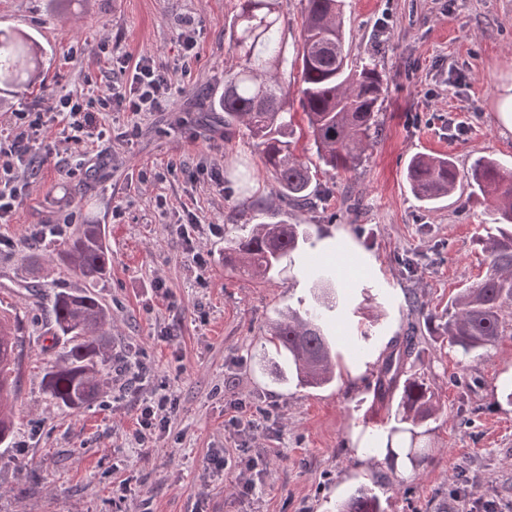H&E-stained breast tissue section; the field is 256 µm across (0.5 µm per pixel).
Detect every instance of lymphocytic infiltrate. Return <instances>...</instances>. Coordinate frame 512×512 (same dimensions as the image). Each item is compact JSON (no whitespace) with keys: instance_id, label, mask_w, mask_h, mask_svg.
I'll use <instances>...</instances> for the list:
<instances>
[{"instance_id":"obj_1","label":"lymphocytic infiltrate","mask_w":512,"mask_h":512,"mask_svg":"<svg viewBox=\"0 0 512 512\" xmlns=\"http://www.w3.org/2000/svg\"><path fill=\"white\" fill-rule=\"evenodd\" d=\"M122 76L106 95L67 93L60 96L55 111L34 103L10 113L0 127V223H8L19 198L27 195L30 184L20 170L33 146L43 140L55 121L66 122L72 131L70 141L80 145L94 137L99 110L116 108L126 112L161 110L172 89L168 71L156 66L149 56L132 60L121 56L115 60ZM173 402L169 395L156 394L140 399L136 408L135 443L142 448L154 447L158 433L168 430Z\"/></svg>"}]
</instances>
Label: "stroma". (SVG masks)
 <instances>
[{
	"mask_svg": "<svg viewBox=\"0 0 512 512\" xmlns=\"http://www.w3.org/2000/svg\"><path fill=\"white\" fill-rule=\"evenodd\" d=\"M305 5L279 0L295 153L316 170L310 203L297 205L272 194L247 132L225 139L223 113L209 109L234 62L224 26L239 0H0V31L27 36L39 62L23 83L0 84V114L105 87L114 56L148 55L172 73L164 109L101 112L92 172L74 158L69 176L34 163L29 195L0 224V316L23 341L22 424L0 447V512H336L363 485L385 512H466L479 500L512 512V405L500 398L512 380V328L466 360L429 329L430 316L485 276L477 240L490 218L467 185L430 207L406 182L418 153L452 155L462 171L482 155L512 164V135L495 112L496 89L512 77V0H345L352 57H372L386 78L378 133L348 172L321 164L299 106ZM188 17L192 58L180 39ZM88 43L104 53H83ZM452 119L465 121L463 134ZM191 216L188 245L177 227ZM261 220L309 225L307 255L340 256L361 273L340 290L337 318L351 338L335 341L340 375L328 386L277 380L264 357L268 320L310 298L303 260L268 280L224 266L227 241ZM36 224L70 235L104 225L112 262L94 293L112 312L115 356L147 369L140 394L113 385L76 411L50 399L43 375L61 346L41 297L84 282L66 265L33 260ZM411 325L417 346L405 370L429 378L440 404L433 455L414 470L361 450L370 430L390 425L391 402L376 428L367 425L373 386L390 342ZM154 393L174 399L170 428L156 447H133L138 398ZM237 399L257 430L233 424ZM220 448L255 460L253 498L238 496L240 467L207 471Z\"/></svg>",
	"mask_w": 512,
	"mask_h": 512,
	"instance_id": "1",
	"label": "stroma"
}]
</instances>
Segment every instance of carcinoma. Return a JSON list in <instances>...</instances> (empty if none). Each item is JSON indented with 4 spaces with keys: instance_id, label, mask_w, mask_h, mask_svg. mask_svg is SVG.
Listing matches in <instances>:
<instances>
[{
    "instance_id": "1",
    "label": "carcinoma",
    "mask_w": 512,
    "mask_h": 512,
    "mask_svg": "<svg viewBox=\"0 0 512 512\" xmlns=\"http://www.w3.org/2000/svg\"><path fill=\"white\" fill-rule=\"evenodd\" d=\"M343 0H306L301 42L299 104L317 156L332 170L359 166L371 131L378 126L384 79L371 62L350 58L342 26ZM229 46L237 62L224 75V95L217 107L224 112V136L245 127L270 175L274 194L287 201L310 195L312 174L294 154L288 87L280 81L285 62L280 18L275 0H240L239 11L228 25ZM32 49L21 34L0 38V83L20 82L31 74ZM465 179L471 195L483 197L492 208L496 232L478 239L489 260L484 279L463 288L438 318L436 334L464 358L491 346L506 327L505 307L512 303V169L487 156L475 159ZM413 195L431 203L455 192L459 171L444 154L421 153L407 167ZM309 232L286 221L254 225L249 235L224 247V267L252 276L268 277L281 260L298 253ZM72 267L86 288L58 291L47 298L55 337L62 342L56 364L46 373L45 388L60 407L77 410L90 405L101 387L112 380V345L106 340L110 315L91 288L110 265L106 233L100 224H84L53 249ZM315 302L304 312L290 310L270 323V342L283 357L296 385L321 388L336 379L332 345L327 335L329 299L338 288L336 271L327 266L311 269ZM21 339L0 321V446L9 444L17 423L12 400L17 389ZM416 348L414 328L390 344L378 373L383 397L398 396L394 425L386 437L372 435L366 451L384 447L387 459L401 460L415 469L431 456L427 425L437 420V393L421 375L404 377L403 365ZM338 512H381L379 498L366 488L356 490Z\"/></svg>"
}]
</instances>
